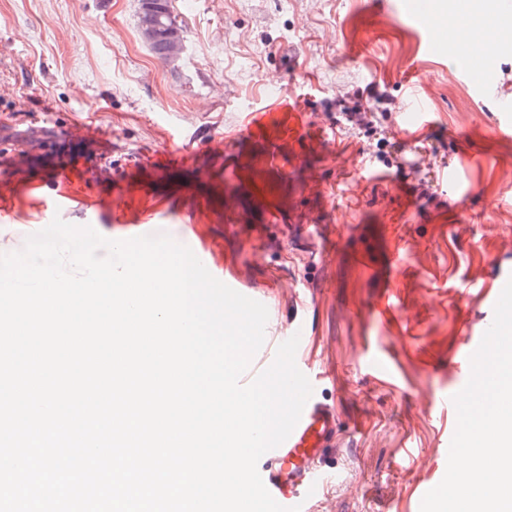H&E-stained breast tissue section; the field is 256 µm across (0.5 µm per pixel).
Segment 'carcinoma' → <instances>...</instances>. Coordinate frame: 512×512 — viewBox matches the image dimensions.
<instances>
[{
    "label": "carcinoma",
    "mask_w": 512,
    "mask_h": 512,
    "mask_svg": "<svg viewBox=\"0 0 512 512\" xmlns=\"http://www.w3.org/2000/svg\"><path fill=\"white\" fill-rule=\"evenodd\" d=\"M138 31L151 52L171 65L185 46L184 26L173 15L172 0H139Z\"/></svg>",
    "instance_id": "carcinoma-1"
}]
</instances>
